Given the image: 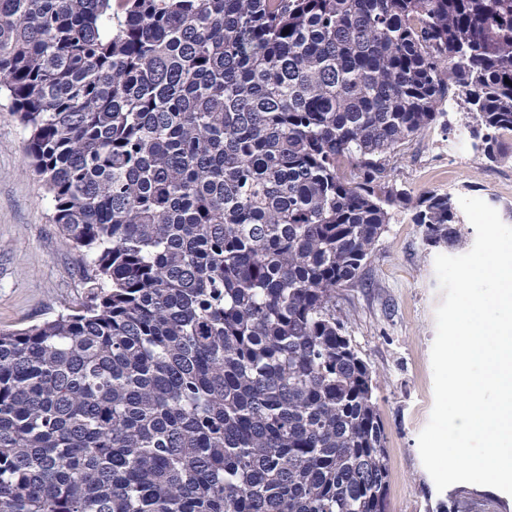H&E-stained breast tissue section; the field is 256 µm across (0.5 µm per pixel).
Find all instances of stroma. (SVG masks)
<instances>
[{
    "instance_id": "stroma-1",
    "label": "stroma",
    "mask_w": 512,
    "mask_h": 512,
    "mask_svg": "<svg viewBox=\"0 0 512 512\" xmlns=\"http://www.w3.org/2000/svg\"><path fill=\"white\" fill-rule=\"evenodd\" d=\"M469 114L456 99L438 123L401 147L385 165L386 182L411 195L427 191L484 200L512 225V153L498 162L460 157L451 145ZM24 136L6 98H0V329L19 330L79 309L86 301L78 252L53 222V203L27 168ZM475 241L466 226L459 244L425 246L408 209H395L376 242L360 282L336 292V317L373 372L386 434L390 512H430L461 496L462 512H512V497L471 483L437 490L422 464L418 435L433 406L431 348L435 310L442 302L437 254L467 253Z\"/></svg>"
}]
</instances>
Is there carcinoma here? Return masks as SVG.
Here are the masks:
<instances>
[{
  "mask_svg": "<svg viewBox=\"0 0 512 512\" xmlns=\"http://www.w3.org/2000/svg\"><path fill=\"white\" fill-rule=\"evenodd\" d=\"M288 34H283V31ZM512 0H0V93L88 300L0 331V512H388L336 319L455 87L503 156Z\"/></svg>",
  "mask_w": 512,
  "mask_h": 512,
  "instance_id": "1",
  "label": "carcinoma"
}]
</instances>
